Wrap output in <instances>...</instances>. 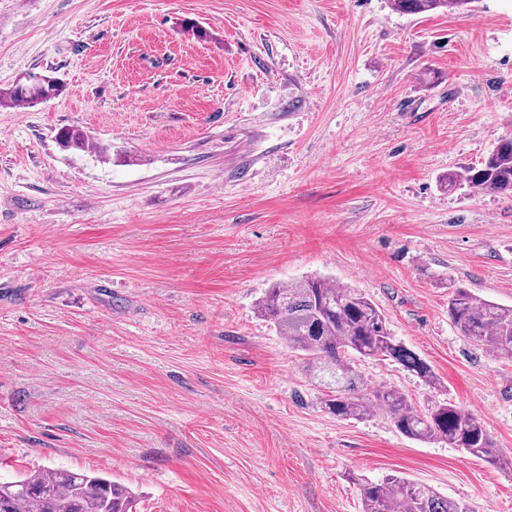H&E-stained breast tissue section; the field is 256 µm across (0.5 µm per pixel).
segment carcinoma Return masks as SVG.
Instances as JSON below:
<instances>
[{"mask_svg":"<svg viewBox=\"0 0 512 512\" xmlns=\"http://www.w3.org/2000/svg\"><path fill=\"white\" fill-rule=\"evenodd\" d=\"M403 14L448 12L474 0H388ZM40 101L39 90L24 78L0 91V108L12 109ZM58 145L85 152L89 137L66 126L57 132ZM444 187L452 191L512 196V137L502 138L479 164L450 172ZM270 323L299 355L305 374L322 386V408L340 420H363L383 412L403 436L417 441H445L480 459H492L496 444L482 419L452 403L435 401L416 408L399 389L379 386L366 391L357 362L387 357L415 373L428 386L438 384L430 365L396 340L381 310L360 290L335 286L321 277L293 285H275L256 303ZM448 317L455 329L478 345L512 354V307L485 301L458 287L448 298ZM362 512H470L431 487L399 475L361 483ZM133 495L104 476L69 470H39L21 478L0 480V512H132Z\"/></svg>","mask_w":512,"mask_h":512,"instance_id":"obj_1","label":"carcinoma"}]
</instances>
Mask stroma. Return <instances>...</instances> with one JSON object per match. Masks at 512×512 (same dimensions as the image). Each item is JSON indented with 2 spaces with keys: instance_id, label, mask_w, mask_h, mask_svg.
I'll list each match as a JSON object with an SVG mask.
<instances>
[{
  "instance_id": "1",
  "label": "stroma",
  "mask_w": 512,
  "mask_h": 512,
  "mask_svg": "<svg viewBox=\"0 0 512 512\" xmlns=\"http://www.w3.org/2000/svg\"><path fill=\"white\" fill-rule=\"evenodd\" d=\"M26 72L64 90L0 109V476L100 472L133 512H361L360 480L398 474L512 512V469L325 412L255 309L360 289L440 380L380 358L368 388L468 410L512 456V356L448 319L456 286L512 306V198L441 185L512 135V0H0V89ZM393 11L403 14L448 12L468 7L474 0H388ZM56 141L66 151L86 152L89 148V137L86 131L76 126L60 128L56 135Z\"/></svg>"
}]
</instances>
